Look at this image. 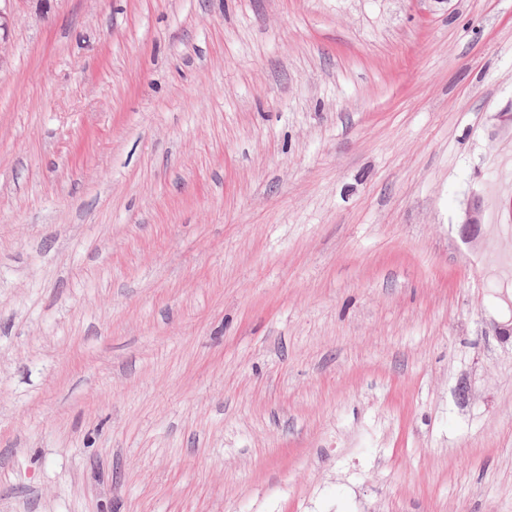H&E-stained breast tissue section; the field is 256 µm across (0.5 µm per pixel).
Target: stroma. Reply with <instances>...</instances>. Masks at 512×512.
<instances>
[{"mask_svg":"<svg viewBox=\"0 0 512 512\" xmlns=\"http://www.w3.org/2000/svg\"><path fill=\"white\" fill-rule=\"evenodd\" d=\"M7 13L0 512H512V0Z\"/></svg>","mask_w":512,"mask_h":512,"instance_id":"1","label":"stroma"}]
</instances>
